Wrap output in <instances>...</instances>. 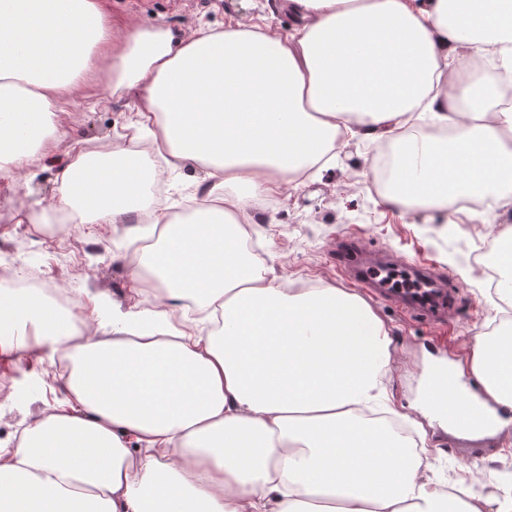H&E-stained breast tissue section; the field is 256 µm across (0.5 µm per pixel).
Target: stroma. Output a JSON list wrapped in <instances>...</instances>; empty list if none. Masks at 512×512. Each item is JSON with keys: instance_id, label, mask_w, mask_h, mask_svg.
I'll return each mask as SVG.
<instances>
[{"instance_id": "stroma-1", "label": "stroma", "mask_w": 512, "mask_h": 512, "mask_svg": "<svg viewBox=\"0 0 512 512\" xmlns=\"http://www.w3.org/2000/svg\"><path fill=\"white\" fill-rule=\"evenodd\" d=\"M278 4L279 0L106 2L116 25L161 24L186 35L240 21L268 24L288 34L295 20ZM135 113L129 96L94 105L80 99L62 114L61 122L69 139L103 151ZM381 148L378 142L348 140L335 164L313 172L299 187L282 185L271 213H253L251 229L258 262L274 269L280 280L331 285L357 293L373 306L394 337L395 370L386 387L392 407L402 415L409 414L426 355L469 369L477 339L500 314L478 282L465 279L463 250L476 246L497 226H512V206L497 211L485 224L476 223L469 213L456 224L444 223L438 214L403 216L372 190V166ZM61 174L55 162L47 161L0 177V272L28 273L81 296L99 336L106 338L112 327L99 302H112L125 311L136 303L127 267L115 259L128 246L125 227L81 224L62 230ZM348 239L358 240L364 253L386 255L450 280L444 317L428 320L394 301L384 289L351 280L349 269L338 260V250ZM63 399L48 362L36 357L19 360L14 337L0 334V448L15 447L28 423ZM409 416L410 427L429 450L431 475L440 483L450 486L462 480L474 489L492 491L512 485L511 437L501 433L460 438L427 418Z\"/></svg>"}]
</instances>
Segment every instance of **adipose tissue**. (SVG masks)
Masks as SVG:
<instances>
[{"label":"adipose tissue","instance_id":"ef3b65f1","mask_svg":"<svg viewBox=\"0 0 512 512\" xmlns=\"http://www.w3.org/2000/svg\"><path fill=\"white\" fill-rule=\"evenodd\" d=\"M296 27L238 23L177 37L127 29L100 85L84 81L109 45L103 0H0V176L48 155L74 98L134 94L133 153L73 142L63 201L78 224L139 225L157 242L129 254L130 281L159 288L95 339L71 302L68 322L34 294L0 293V323L32 330L30 352L63 356L65 401L0 458V512H512V489L466 499L439 492L362 410L386 411L390 328L361 296L288 288L238 238V215L281 184L300 185L338 138H390L385 205L414 217L454 215L459 198L512 197V108L499 75L512 67V0H280ZM429 116L440 139L408 134ZM199 167L216 199L177 224L147 188L163 171ZM219 307L223 326L180 329L184 301ZM473 373L433 384L470 436L512 426V330L478 340Z\"/></svg>","mask_w":512,"mask_h":512}]
</instances>
